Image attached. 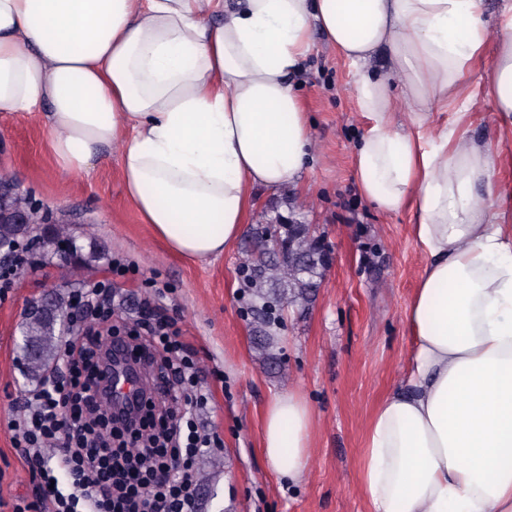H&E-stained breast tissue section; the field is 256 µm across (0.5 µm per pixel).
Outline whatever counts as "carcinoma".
<instances>
[{"label":"carcinoma","mask_w":512,"mask_h":512,"mask_svg":"<svg viewBox=\"0 0 512 512\" xmlns=\"http://www.w3.org/2000/svg\"><path fill=\"white\" fill-rule=\"evenodd\" d=\"M39 228L38 224L0 222V242L11 247L25 242L40 264L60 257L61 246L72 242L61 230L38 235ZM278 229L276 242L268 236L269 225H258V247L245 273L248 288L255 297L257 322L263 326L275 324L273 305L309 301L319 287L325 268L323 256L309 238L305 225L281 224ZM68 305L69 298L58 292L51 298V309L42 304L27 308L21 333L35 349V355L25 362L26 375L32 382H42L46 369L59 357L63 327L70 322Z\"/></svg>","instance_id":"cac0c4a2"}]
</instances>
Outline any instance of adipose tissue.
Wrapping results in <instances>:
<instances>
[{"instance_id":"adipose-tissue-1","label":"adipose tissue","mask_w":512,"mask_h":512,"mask_svg":"<svg viewBox=\"0 0 512 512\" xmlns=\"http://www.w3.org/2000/svg\"><path fill=\"white\" fill-rule=\"evenodd\" d=\"M483 80L512 130V4ZM354 71L368 125L354 146L364 196L386 213L415 201L425 266L399 389L369 423L361 483L372 512H512V224L488 210L495 160L434 104L486 41L482 0H0V112L44 111L57 166L88 172L124 146L126 193L174 252L205 260L240 235L252 191L307 167L310 132L291 89L312 30ZM387 53L410 129L393 121ZM313 412L272 398L269 466L304 481Z\"/></svg>"}]
</instances>
